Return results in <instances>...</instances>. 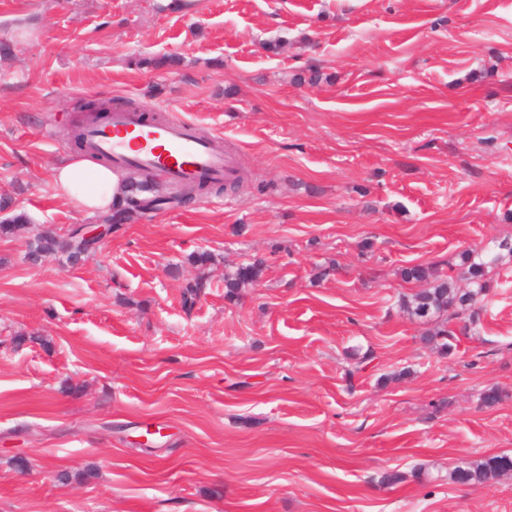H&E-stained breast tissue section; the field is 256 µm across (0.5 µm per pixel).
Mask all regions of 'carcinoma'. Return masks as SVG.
<instances>
[{
    "label": "carcinoma",
    "instance_id": "cac0c4a2",
    "mask_svg": "<svg viewBox=\"0 0 512 512\" xmlns=\"http://www.w3.org/2000/svg\"><path fill=\"white\" fill-rule=\"evenodd\" d=\"M142 172L131 169L121 179L119 195L112 203V218L119 224L126 223L145 212L150 203H169L178 200L176 196L162 195L160 186L153 179H140ZM10 211V215L0 220V237L9 238L22 231L29 230L28 216L12 208V203L0 204V211ZM497 251H464L461 253L462 267L469 287L460 288L453 278L442 276L429 265H413L402 269L404 280L426 284L420 291L404 296L400 307L409 315L426 322H435L437 326L429 332L426 341L436 345L439 351L449 355L455 345V329L452 322L468 313L475 317L474 309L478 302L488 295L492 283L488 277L489 269L502 261L503 255L512 256V241L503 239L496 245ZM90 250H78L71 247L69 238H63L51 230H41L33 235L28 244L27 258L36 261L46 254H59L66 261L75 263L85 258ZM199 269L196 279L185 286L183 303L188 305L200 297L209 285L208 269L212 265V255L206 251L198 252L191 258ZM263 262L255 260L241 265L231 273L224 275V297L232 300L239 296L241 289L256 282L261 276ZM508 462L506 455H494L466 463L450 473V479L459 483L485 484L498 479L500 468Z\"/></svg>",
    "mask_w": 512,
    "mask_h": 512
}]
</instances>
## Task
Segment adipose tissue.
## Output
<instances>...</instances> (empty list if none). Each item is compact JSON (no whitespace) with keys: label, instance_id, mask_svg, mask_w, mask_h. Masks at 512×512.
Returning a JSON list of instances; mask_svg holds the SVG:
<instances>
[{"label":"adipose tissue","instance_id":"1","mask_svg":"<svg viewBox=\"0 0 512 512\" xmlns=\"http://www.w3.org/2000/svg\"><path fill=\"white\" fill-rule=\"evenodd\" d=\"M52 177L62 194L90 213H110L120 177L112 169L83 159L61 157Z\"/></svg>","mask_w":512,"mask_h":512}]
</instances>
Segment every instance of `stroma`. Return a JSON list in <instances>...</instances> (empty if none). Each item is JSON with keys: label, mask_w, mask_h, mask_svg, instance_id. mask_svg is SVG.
Here are the masks:
<instances>
[{"label": "stroma", "mask_w": 512, "mask_h": 512, "mask_svg": "<svg viewBox=\"0 0 512 512\" xmlns=\"http://www.w3.org/2000/svg\"><path fill=\"white\" fill-rule=\"evenodd\" d=\"M174 3L0 0V196L33 228L100 220L50 176L83 102L160 106L245 177L75 265L0 238V512H512V475L448 478L512 456V258L453 355L399 304L403 268L512 237V0ZM192 263L199 269V274L193 282H189L183 291L184 305H192L209 285V267L213 264L212 255L206 251L198 252L191 258ZM263 262L254 260L252 263L237 267L232 273L224 276V297L232 300L239 296L242 288L256 282L261 276ZM506 457L511 459L508 460ZM506 462L512 464V457L507 454L489 456L468 462L465 466H458L449 477L459 483H489L498 479V472Z\"/></svg>", "instance_id": "stroma-1"}]
</instances>
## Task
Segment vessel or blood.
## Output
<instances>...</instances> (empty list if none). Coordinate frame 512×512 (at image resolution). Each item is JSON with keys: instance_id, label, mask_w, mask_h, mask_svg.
<instances>
[{"instance_id": "obj_1", "label": "vessel or blood", "mask_w": 512, "mask_h": 512, "mask_svg": "<svg viewBox=\"0 0 512 512\" xmlns=\"http://www.w3.org/2000/svg\"><path fill=\"white\" fill-rule=\"evenodd\" d=\"M88 152L107 156L115 169L135 166L174 182L207 177L232 178L238 170L235 154L218 142L202 138L183 120L151 121L129 110H117L106 125H88Z\"/></svg>"}]
</instances>
